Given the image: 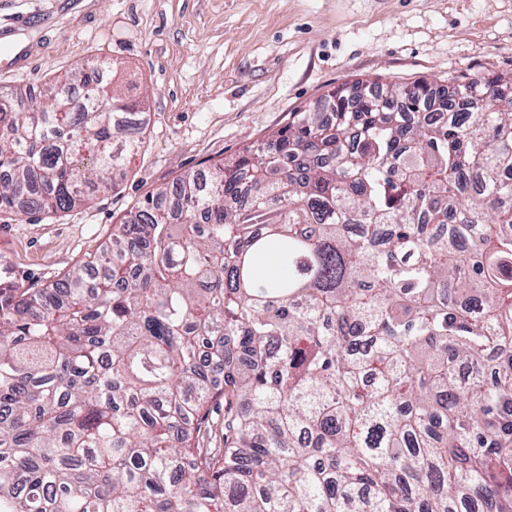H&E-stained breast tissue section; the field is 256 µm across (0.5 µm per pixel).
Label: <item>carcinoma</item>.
<instances>
[{
  "instance_id": "obj_1",
  "label": "carcinoma",
  "mask_w": 512,
  "mask_h": 512,
  "mask_svg": "<svg viewBox=\"0 0 512 512\" xmlns=\"http://www.w3.org/2000/svg\"><path fill=\"white\" fill-rule=\"evenodd\" d=\"M106 68L0 93V211L111 187ZM508 84L358 79L0 288V512H512Z\"/></svg>"
}]
</instances>
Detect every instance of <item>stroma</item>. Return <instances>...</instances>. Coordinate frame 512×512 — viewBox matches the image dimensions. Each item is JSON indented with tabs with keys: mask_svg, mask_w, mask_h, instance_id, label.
<instances>
[{
	"mask_svg": "<svg viewBox=\"0 0 512 512\" xmlns=\"http://www.w3.org/2000/svg\"><path fill=\"white\" fill-rule=\"evenodd\" d=\"M22 15L34 24L14 27ZM2 30L30 63L0 68V92L44 93L100 58L108 82L145 106L114 188L63 213H0V282L25 288L58 279L145 195L266 138L335 87L512 76V0H0Z\"/></svg>",
	"mask_w": 512,
	"mask_h": 512,
	"instance_id": "35a3bbf8",
	"label": "stroma"
}]
</instances>
